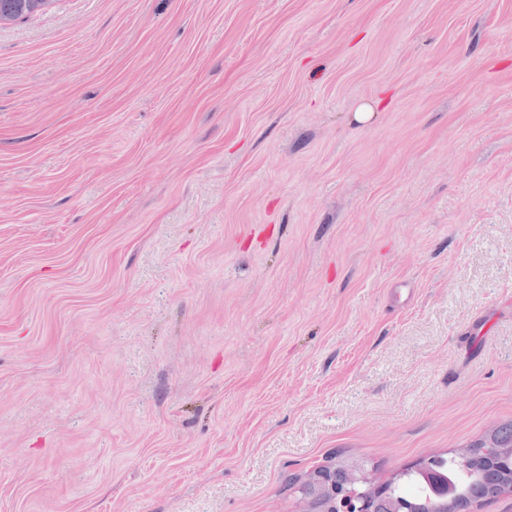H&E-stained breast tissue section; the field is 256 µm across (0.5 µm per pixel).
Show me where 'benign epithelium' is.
I'll return each instance as SVG.
<instances>
[{"label": "benign epithelium", "instance_id": "1", "mask_svg": "<svg viewBox=\"0 0 512 512\" xmlns=\"http://www.w3.org/2000/svg\"><path fill=\"white\" fill-rule=\"evenodd\" d=\"M344 481L336 483L333 468L324 467L309 476L305 494L311 498V508L322 505V512H369L370 504L386 496L387 485L377 484L357 466L342 464Z\"/></svg>", "mask_w": 512, "mask_h": 512}]
</instances>
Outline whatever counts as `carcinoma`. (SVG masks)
Instances as JSON below:
<instances>
[{
  "instance_id": "1",
  "label": "carcinoma",
  "mask_w": 512,
  "mask_h": 512,
  "mask_svg": "<svg viewBox=\"0 0 512 512\" xmlns=\"http://www.w3.org/2000/svg\"><path fill=\"white\" fill-rule=\"evenodd\" d=\"M49 0H0V18L15 21L42 11ZM512 445V423L495 428L477 444L479 458L468 464L450 457H440L435 475L443 487L444 497L439 499L432 492V485L415 471L403 474L405 481L389 485L390 496L402 501L407 512H440L438 504L490 500L498 495L497 480L501 474L512 471V457L502 456L497 449Z\"/></svg>"
}]
</instances>
